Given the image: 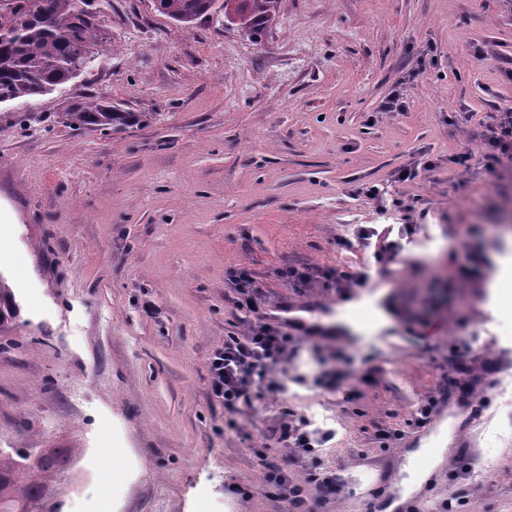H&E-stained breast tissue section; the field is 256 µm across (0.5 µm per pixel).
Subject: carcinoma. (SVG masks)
Here are the masks:
<instances>
[{"label":"carcinoma","instance_id":"carcinoma-1","mask_svg":"<svg viewBox=\"0 0 512 512\" xmlns=\"http://www.w3.org/2000/svg\"><path fill=\"white\" fill-rule=\"evenodd\" d=\"M154 9L188 30L208 16H224L253 37L277 17L280 0H152ZM110 0H0V104L24 103L51 93L93 67L106 41L99 16ZM73 129L120 133L150 120L94 96L58 113ZM20 308L0 273V334L16 325ZM71 448H0V512H51V483L70 469Z\"/></svg>","mask_w":512,"mask_h":512}]
</instances>
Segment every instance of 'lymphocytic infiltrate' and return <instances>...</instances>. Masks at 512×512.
<instances>
[{
	"instance_id": "lymphocytic-infiltrate-1",
	"label": "lymphocytic infiltrate",
	"mask_w": 512,
	"mask_h": 512,
	"mask_svg": "<svg viewBox=\"0 0 512 512\" xmlns=\"http://www.w3.org/2000/svg\"><path fill=\"white\" fill-rule=\"evenodd\" d=\"M483 159L487 168L512 160V102L499 109V116L486 127ZM239 309L255 314L257 320L242 335H229L209 359L210 395L226 411L237 412L250 404L254 393L282 394L287 390L275 372L295 353V338L281 324L270 323L260 314L257 303L260 287L247 268L233 278ZM331 438L330 432L311 428L304 418H289L280 426V441L293 449L309 466V479L320 486L335 488L336 480L324 472L317 455Z\"/></svg>"
}]
</instances>
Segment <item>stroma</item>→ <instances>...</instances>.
Returning a JSON list of instances; mask_svg holds the SVG:
<instances>
[{
    "instance_id": "1",
    "label": "stroma",
    "mask_w": 512,
    "mask_h": 512,
    "mask_svg": "<svg viewBox=\"0 0 512 512\" xmlns=\"http://www.w3.org/2000/svg\"><path fill=\"white\" fill-rule=\"evenodd\" d=\"M102 24L94 71L0 106V273L20 307L0 448L78 449L54 485L61 512H288L256 491L262 454L306 485V512H384L429 439L417 407L444 389L448 453L412 512H512V308L489 289L512 260V168L481 161L512 101V15L499 0H282L249 38L112 0ZM395 89L403 111H380ZM86 95L153 119L113 135L55 123ZM424 160L435 170L393 182ZM373 182L403 209L379 215L360 192ZM357 224L415 225L404 262L343 297L285 281L302 266L355 277L369 256L336 239ZM241 267L269 320L288 307L366 330L304 337L287 394L231 415L208 363L253 320L234 303ZM384 289L395 324L375 330L363 309ZM338 352L349 376L322 389ZM286 410L334 431L320 457L340 492L278 443Z\"/></svg>"
}]
</instances>
